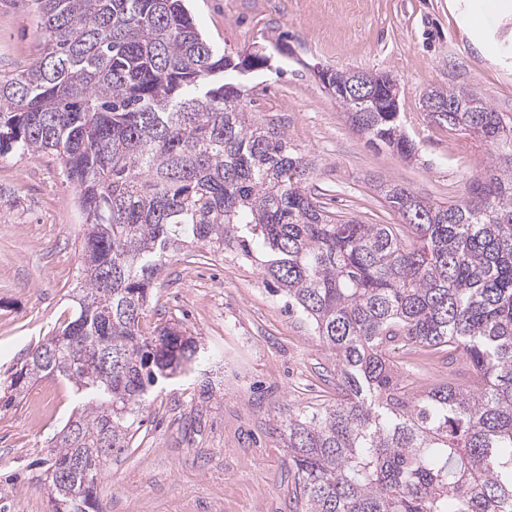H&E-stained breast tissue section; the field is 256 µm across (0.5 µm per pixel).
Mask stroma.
Listing matches in <instances>:
<instances>
[{"mask_svg":"<svg viewBox=\"0 0 512 512\" xmlns=\"http://www.w3.org/2000/svg\"><path fill=\"white\" fill-rule=\"evenodd\" d=\"M467 0H189L220 51L266 47L268 68L226 81L244 86L254 120L284 131L310 165L308 192L366 223H399L376 191L392 180L436 202L464 201L490 167L512 165L476 137L427 118L424 92L469 89L512 115V14L488 20L480 39L462 24ZM42 39L28 0H0V71L30 67ZM321 68L383 73L400 87L399 118L416 145L406 161L369 146L319 83ZM55 156L0 159V373L70 316L82 215ZM175 322L217 358L155 391L131 448L98 488L106 512H288L294 471L284 446L289 413L318 403L333 364L307 322L266 284L260 263L234 250L198 262L170 260L154 288L146 329ZM395 359L420 386L446 377L435 357ZM75 407L70 385L40 379L0 409V500L48 512L38 483L55 437Z\"/></svg>","mask_w":512,"mask_h":512,"instance_id":"stroma-1","label":"stroma"}]
</instances>
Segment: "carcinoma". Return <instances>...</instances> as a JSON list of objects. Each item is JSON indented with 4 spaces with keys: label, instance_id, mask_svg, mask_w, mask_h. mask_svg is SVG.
I'll return each instance as SVG.
<instances>
[{
    "label": "carcinoma",
    "instance_id": "1",
    "mask_svg": "<svg viewBox=\"0 0 512 512\" xmlns=\"http://www.w3.org/2000/svg\"><path fill=\"white\" fill-rule=\"evenodd\" d=\"M43 52L0 73V156L61 160L84 218L73 314L0 382L17 405L45 377L79 403L48 467L50 512H105L97 485L131 447L151 388L200 369V340L142 327L184 246L263 250V273L336 363V397L289 416L291 512H512V169L481 193L436 203L382 180L400 224L343 219L305 192L308 163L251 119L224 73L267 67L221 53L183 0H31ZM433 122L512 155V117L466 88ZM366 142L402 158L399 113L340 101ZM461 361L467 379L427 388L397 348Z\"/></svg>",
    "mask_w": 512,
    "mask_h": 512
}]
</instances>
